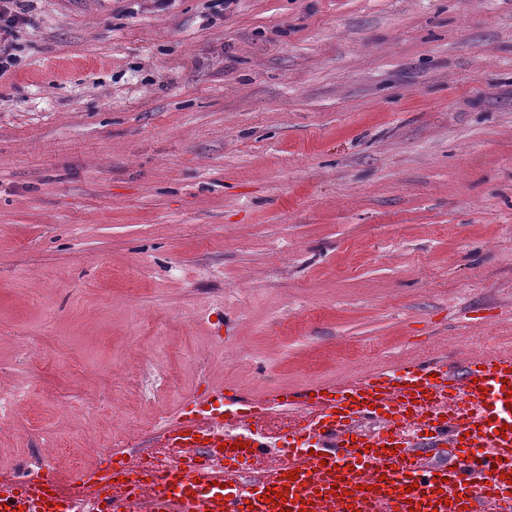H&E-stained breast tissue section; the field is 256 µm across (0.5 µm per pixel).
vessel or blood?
<instances>
[{
  "mask_svg": "<svg viewBox=\"0 0 512 512\" xmlns=\"http://www.w3.org/2000/svg\"><path fill=\"white\" fill-rule=\"evenodd\" d=\"M419 432L403 433L409 423ZM478 448L448 463L445 447ZM165 448L170 461L151 464ZM512 512V345L251 395L209 385L148 448L62 485L0 473V512Z\"/></svg>",
  "mask_w": 512,
  "mask_h": 512,
  "instance_id": "obj_1",
  "label": "vessel or blood"
}]
</instances>
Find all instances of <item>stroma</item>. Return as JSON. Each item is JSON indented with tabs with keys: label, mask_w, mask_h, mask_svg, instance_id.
<instances>
[{
	"label": "stroma",
	"mask_w": 512,
	"mask_h": 512,
	"mask_svg": "<svg viewBox=\"0 0 512 512\" xmlns=\"http://www.w3.org/2000/svg\"><path fill=\"white\" fill-rule=\"evenodd\" d=\"M0 78V471L512 324V0H29ZM32 347L23 351L19 338Z\"/></svg>",
	"instance_id": "35a3bbf8"
}]
</instances>
